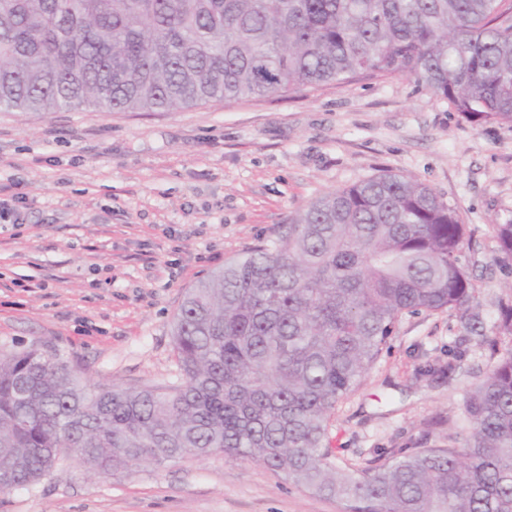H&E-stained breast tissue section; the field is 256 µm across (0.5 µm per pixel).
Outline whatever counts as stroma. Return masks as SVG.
<instances>
[{
    "label": "stroma",
    "instance_id": "1",
    "mask_svg": "<svg viewBox=\"0 0 512 512\" xmlns=\"http://www.w3.org/2000/svg\"><path fill=\"white\" fill-rule=\"evenodd\" d=\"M394 173L433 189L474 243L462 261L493 324L512 296V125L475 121L405 76H360L176 112L0 110V353L57 355L95 387L176 382L170 325L189 288L321 196ZM461 352L454 372L448 354ZM492 350L456 312L404 317L328 423L329 462L362 471L464 440ZM0 512H341L217 452L89 477L62 455Z\"/></svg>",
    "mask_w": 512,
    "mask_h": 512
}]
</instances>
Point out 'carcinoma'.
Instances as JSON below:
<instances>
[{
    "mask_svg": "<svg viewBox=\"0 0 512 512\" xmlns=\"http://www.w3.org/2000/svg\"><path fill=\"white\" fill-rule=\"evenodd\" d=\"M359 75L407 76L457 112L512 124V0H0V108L177 111ZM512 256V224L492 225ZM467 229L428 186L381 174L330 192L190 289L169 386L80 385L53 355L0 354V491L72 451L102 476L222 452L343 512H512V299L470 433L360 472L328 421L405 315L455 310L485 335Z\"/></svg>",
    "mask_w": 512,
    "mask_h": 512,
    "instance_id": "carcinoma-1",
    "label": "carcinoma"
}]
</instances>
